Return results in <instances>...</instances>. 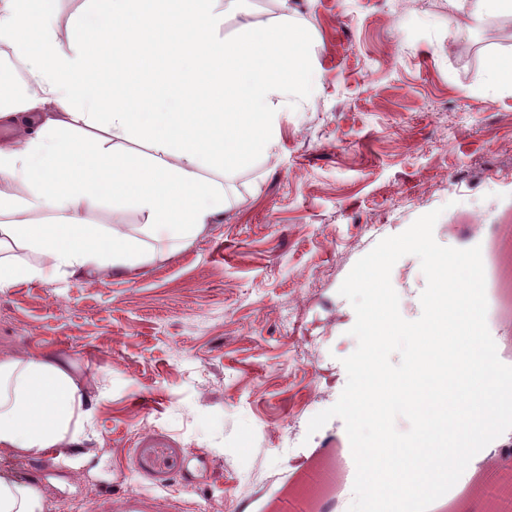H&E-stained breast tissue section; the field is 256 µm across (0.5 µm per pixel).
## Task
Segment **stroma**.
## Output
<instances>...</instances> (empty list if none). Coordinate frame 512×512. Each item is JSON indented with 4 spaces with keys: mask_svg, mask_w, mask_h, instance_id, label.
I'll use <instances>...</instances> for the list:
<instances>
[{
    "mask_svg": "<svg viewBox=\"0 0 512 512\" xmlns=\"http://www.w3.org/2000/svg\"><path fill=\"white\" fill-rule=\"evenodd\" d=\"M309 32L312 89L278 104V142L223 182L222 221L134 278L17 283L0 292V352L72 362L96 396L69 465L0 458L49 512L147 497L156 512H271L314 460L339 480L319 512H348L342 419L315 433L357 340L338 290L382 238L440 210L435 240L480 246L487 327L512 365V94L486 64L512 54V17L464 27L448 0H290ZM400 313L420 317L417 257L394 265Z\"/></svg>",
    "mask_w": 512,
    "mask_h": 512,
    "instance_id": "1",
    "label": "stroma"
}]
</instances>
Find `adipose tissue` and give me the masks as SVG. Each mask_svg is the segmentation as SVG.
Instances as JSON below:
<instances>
[{
    "mask_svg": "<svg viewBox=\"0 0 512 512\" xmlns=\"http://www.w3.org/2000/svg\"><path fill=\"white\" fill-rule=\"evenodd\" d=\"M241 0H83L69 42L58 0H0V42L29 80L0 95V291L22 281L102 280L185 249L228 201L207 171L241 167L279 132L277 106L310 88L307 29L290 11L230 39ZM107 23H100V16ZM146 149L120 160L124 143ZM143 224H93L101 205ZM94 406L49 353L0 354V454L78 448ZM0 512H46L41 491L0 475Z\"/></svg>",
    "mask_w": 512,
    "mask_h": 512,
    "instance_id": "1",
    "label": "adipose tissue"
}]
</instances>
